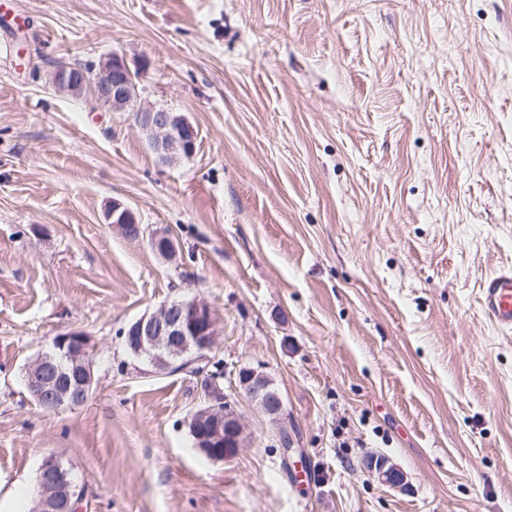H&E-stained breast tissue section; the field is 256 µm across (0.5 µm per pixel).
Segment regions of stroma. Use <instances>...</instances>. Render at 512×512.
Segmentation results:
<instances>
[{
	"mask_svg": "<svg viewBox=\"0 0 512 512\" xmlns=\"http://www.w3.org/2000/svg\"><path fill=\"white\" fill-rule=\"evenodd\" d=\"M0 56V512L61 459L80 512H512V332L480 309L512 266V0H8ZM115 54L182 115L167 165L127 112L57 93V64ZM166 230L157 255L112 202ZM218 319L213 360L266 373L221 461L186 420L200 378L129 354L173 298ZM84 332L95 385L44 411L26 366ZM386 456L406 476L369 475ZM112 228L129 239H140L147 235L152 249L164 258L176 256V247L169 234L162 230H149L140 223L137 213L120 202H112L106 213ZM271 380L256 369H241L237 374L235 391L245 396L271 420L279 422L284 415V403ZM367 471L383 484L394 488H401L405 485V475L395 465L381 455H371L364 461Z\"/></svg>",
	"mask_w": 512,
	"mask_h": 512,
	"instance_id": "35a3bbf8",
	"label": "stroma"
}]
</instances>
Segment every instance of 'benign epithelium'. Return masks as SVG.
Wrapping results in <instances>:
<instances>
[{"label": "benign epithelium", "mask_w": 512, "mask_h": 512, "mask_svg": "<svg viewBox=\"0 0 512 512\" xmlns=\"http://www.w3.org/2000/svg\"><path fill=\"white\" fill-rule=\"evenodd\" d=\"M48 82L62 94L80 97L89 93L100 106L112 112H123L135 104V125L149 137L153 149L166 163L188 156L195 149L194 126L182 115L134 96V76L115 54L102 58L87 70L57 67L48 73ZM106 218L121 235L129 239L147 236L157 254L167 259L176 256L169 234L145 228L130 207L114 201ZM121 335L131 355L146 358L159 371L185 372L195 368L200 374L204 371L200 363L209 361L208 353L215 348L218 322L207 303L196 298H175L129 323ZM91 355L93 347L81 331L54 337L49 348L27 365V389L40 405L52 412L84 405L95 384L93 365L89 364ZM205 384L213 403L191 415L189 434L194 447L213 460H222L229 457L225 449L236 452L243 446V426L228 396L217 387V381L209 378ZM235 391L275 422L284 415L281 395L261 371L239 370ZM364 465L383 484L394 488L405 485L404 473L381 455L367 457ZM38 485L33 512H78L80 492L59 459L49 457L43 461Z\"/></svg>", "instance_id": "7a95c632"}]
</instances>
